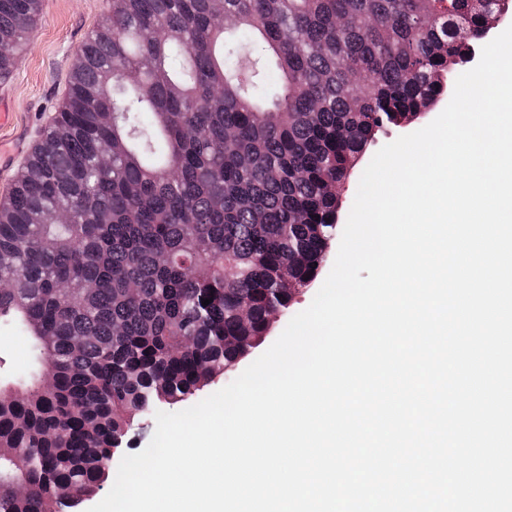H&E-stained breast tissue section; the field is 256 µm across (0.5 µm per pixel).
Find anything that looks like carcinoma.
Listing matches in <instances>:
<instances>
[{
  "label": "carcinoma",
  "mask_w": 512,
  "mask_h": 512,
  "mask_svg": "<svg viewBox=\"0 0 512 512\" xmlns=\"http://www.w3.org/2000/svg\"><path fill=\"white\" fill-rule=\"evenodd\" d=\"M39 4L0 0V80ZM494 8L113 0L0 205V330L28 347L0 388V512L90 499L145 407L185 401L268 335L324 265L336 186L448 94ZM248 52L278 88L241 78Z\"/></svg>",
  "instance_id": "obj_1"
}]
</instances>
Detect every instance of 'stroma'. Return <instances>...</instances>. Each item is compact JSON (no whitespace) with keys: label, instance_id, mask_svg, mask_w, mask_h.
<instances>
[{"label":"stroma","instance_id":"35a3bbf8","mask_svg":"<svg viewBox=\"0 0 512 512\" xmlns=\"http://www.w3.org/2000/svg\"><path fill=\"white\" fill-rule=\"evenodd\" d=\"M43 13L29 44L16 57L8 80L0 82V100L13 114L0 128V142L20 141L6 171L0 172V201L10 192L26 163L29 147L42 138L68 91L76 50L112 12V0H43Z\"/></svg>","mask_w":512,"mask_h":512}]
</instances>
